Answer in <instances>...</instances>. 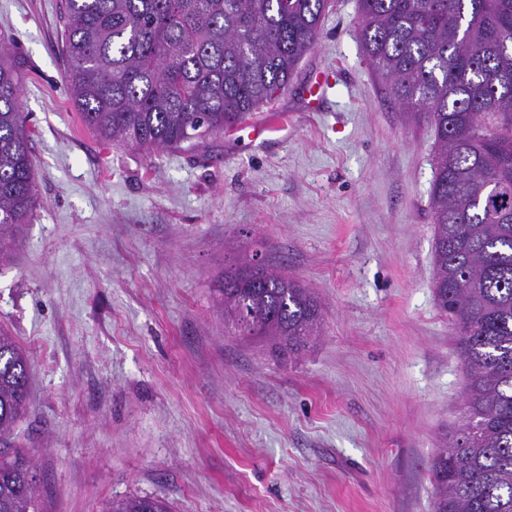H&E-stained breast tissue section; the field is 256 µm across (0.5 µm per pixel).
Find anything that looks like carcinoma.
<instances>
[{"mask_svg":"<svg viewBox=\"0 0 512 512\" xmlns=\"http://www.w3.org/2000/svg\"><path fill=\"white\" fill-rule=\"evenodd\" d=\"M330 0H64L72 100L104 142L149 153L231 131L285 91ZM360 41L405 112L435 131L433 292L455 325L461 423L431 460L433 512H512V0H358ZM0 43V262L35 207L32 132ZM259 285L244 287L249 277ZM224 325L282 358L317 336L315 293L269 264L224 268ZM28 357L0 330V512H40L37 461L7 440ZM107 512H171L129 496Z\"/></svg>","mask_w":512,"mask_h":512,"instance_id":"cac0c4a2","label":"carcinoma"}]
</instances>
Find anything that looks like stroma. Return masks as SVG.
I'll return each instance as SVG.
<instances>
[{
	"label": "stroma",
	"instance_id": "1",
	"mask_svg": "<svg viewBox=\"0 0 512 512\" xmlns=\"http://www.w3.org/2000/svg\"><path fill=\"white\" fill-rule=\"evenodd\" d=\"M359 22L357 0H332L275 102L147 153L82 122L62 0H0L37 194L0 263V329L30 358L10 440L38 462L41 512L133 495L175 512H431L464 381L433 293L434 131L400 109ZM276 113L287 128L254 135ZM256 252L322 302L297 359L224 326L215 284Z\"/></svg>",
	"mask_w": 512,
	"mask_h": 512
}]
</instances>
